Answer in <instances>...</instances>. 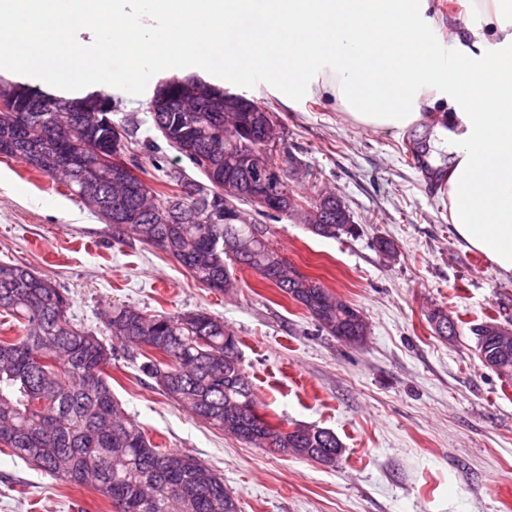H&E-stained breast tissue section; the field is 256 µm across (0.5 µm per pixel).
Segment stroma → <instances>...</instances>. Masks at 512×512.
I'll return each instance as SVG.
<instances>
[{
  "instance_id": "35a3bbf8",
  "label": "stroma",
  "mask_w": 512,
  "mask_h": 512,
  "mask_svg": "<svg viewBox=\"0 0 512 512\" xmlns=\"http://www.w3.org/2000/svg\"><path fill=\"white\" fill-rule=\"evenodd\" d=\"M441 34L483 26L469 0H434ZM162 82L146 73L113 97L129 157L162 186L187 158L156 130L148 103ZM237 94L271 108L289 184L299 196L335 194L357 234L335 239L297 219L271 222L272 244L305 275L359 309L368 335L345 343L255 272L234 266L238 285L210 290L165 252L119 244L112 227L56 180L0 156V261L21 263L64 288L71 322L107 338L116 305L148 313L203 310L239 339L261 410L276 424L336 433L335 465L277 455L210 428L143 375L138 360L113 362L112 392L153 442L197 457L224 480L241 512H512V381L485 369L474 330L512 321V275L465 249L448 220L447 186L412 157L425 122L403 131L349 121L326 98L283 104L267 82ZM391 240L394 259L375 248ZM443 309L454 338L427 322ZM0 512H112L91 487L77 488L0 454Z\"/></svg>"
}]
</instances>
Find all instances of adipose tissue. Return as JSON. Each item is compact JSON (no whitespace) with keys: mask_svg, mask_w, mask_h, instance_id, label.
Segmentation results:
<instances>
[{"mask_svg":"<svg viewBox=\"0 0 512 512\" xmlns=\"http://www.w3.org/2000/svg\"><path fill=\"white\" fill-rule=\"evenodd\" d=\"M470 4L486 25L466 45L439 38L429 0H0V53L75 97L195 65L264 73L284 104L320 94L370 128L404 130L448 103L433 143L450 157L449 220L512 274V0ZM116 55L123 65L107 67Z\"/></svg>","mask_w":512,"mask_h":512,"instance_id":"obj_1","label":"adipose tissue"}]
</instances>
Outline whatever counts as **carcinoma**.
Segmentation results:
<instances>
[{
  "label": "carcinoma",
  "mask_w": 512,
  "mask_h": 512,
  "mask_svg": "<svg viewBox=\"0 0 512 512\" xmlns=\"http://www.w3.org/2000/svg\"><path fill=\"white\" fill-rule=\"evenodd\" d=\"M214 112H156L164 139L201 174L212 167H234L245 152L259 153L275 129L261 119L251 137L237 138L232 116L224 112V89L217 87ZM224 123V136L211 134V118ZM99 112L0 113V155L26 160L37 149L42 160L36 172L60 177L71 195L97 215L91 194L112 197V208L128 205L140 212L132 224H114V239L138 241L173 257L206 287L220 292L234 288L225 265L229 256L301 304L329 335L350 344L367 336L366 321L353 305L288 263L272 247L270 226L250 222L237 203L220 188L191 179L182 170L166 174L164 192L145 180L128 190L129 174L119 165L100 168L81 178L67 152L96 159L87 146V129L98 144L112 147V129L100 126ZM276 191L281 209L276 218L304 215L314 234L334 238L353 233L354 225L323 194L306 200L288 184L283 160ZM66 291L19 263L0 262V315L21 322L25 335L0 337V447L38 470L74 486H90L115 512H240L224 480L197 458L161 448L121 407L112 393L115 352L96 334L68 320ZM105 327L130 349L149 348L155 357L140 365L170 398L197 419L239 441L273 453L309 459H337L342 444L336 434L311 427L283 441L260 408L250 377L241 365L238 340L224 321L205 311L147 314L132 306H115Z\"/></svg>",
  "instance_id": "obj_1"
}]
</instances>
